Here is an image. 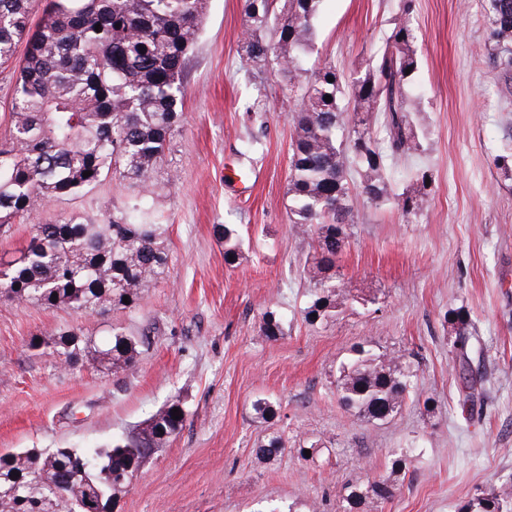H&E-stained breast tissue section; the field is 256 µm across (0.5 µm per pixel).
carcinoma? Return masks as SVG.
I'll use <instances>...</instances> for the list:
<instances>
[{
    "label": "carcinoma",
    "mask_w": 512,
    "mask_h": 512,
    "mask_svg": "<svg viewBox=\"0 0 512 512\" xmlns=\"http://www.w3.org/2000/svg\"><path fill=\"white\" fill-rule=\"evenodd\" d=\"M321 2L284 0L275 15L272 0H246L245 5L247 58L274 61L288 77V91L299 99L291 113L288 194L291 224L301 233L311 231L317 242L301 271L313 285L305 313L311 322L331 316L341 291L336 262L348 244L353 188L375 203L390 198L387 156L372 138L371 125L383 119L394 155L411 157L422 148L406 109V70L418 68L413 0H402L391 44L372 69L347 83L332 65L300 80ZM487 2L490 60L509 79L512 0ZM204 5L205 0H47L32 30L31 0H0V67L13 62L18 42L27 39L0 138V236L51 202L92 191L114 172L137 190L102 223L78 215L33 223L27 247L0 264L1 295L83 314L135 310L143 289L165 280L168 226L151 219L149 201L164 179L165 151L181 118L185 59L199 37ZM86 171L91 175L83 176ZM395 201L408 217L423 209L426 193L404 192ZM217 231L224 240V260L238 259L236 230L219 224ZM448 324L458 369L466 375L462 406L472 407L482 392V376L471 364L483 346L462 309L448 312ZM283 325L280 313L267 310L260 331L275 340L283 335ZM143 343L119 330L104 344L68 330L47 355L71 371L106 361L119 372L134 364ZM356 354L339 368L338 400L369 421H385L416 391L418 367L399 352L377 355L359 348ZM175 408L178 419L172 418ZM253 409L261 418L277 414L268 397L256 399ZM185 420L182 403L174 397L141 427L93 453L112 473L130 478L163 440L180 432ZM286 447L278 433L257 454L276 456ZM74 453L71 448L1 453L0 512H98L110 492L98 475L78 468ZM368 495L391 498L394 488L369 480L348 500L353 504ZM458 512H512V474Z\"/></svg>",
    "instance_id": "1"
}]
</instances>
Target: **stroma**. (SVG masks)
<instances>
[{"instance_id": "1", "label": "stroma", "mask_w": 512, "mask_h": 512, "mask_svg": "<svg viewBox=\"0 0 512 512\" xmlns=\"http://www.w3.org/2000/svg\"><path fill=\"white\" fill-rule=\"evenodd\" d=\"M486 7L415 0L407 104L422 151L399 159L390 180L399 193L413 186L408 170L429 169L427 202L407 217L395 200L354 196L337 268L345 291L335 315L312 324L300 273L313 241L289 220L298 100L275 64L247 59L245 0H207L165 155L177 177L155 195L169 226L168 276L131 312L83 315L0 297V453L102 447L176 396L182 430L114 492L112 512H344L351 488L370 478L398 490L353 512H456L512 473V172L494 164L512 154V86L489 63ZM398 15L399 0H322L306 69L364 74ZM131 193L115 177L40 218L100 219ZM218 224L237 230L236 263L224 260ZM458 307L484 345L474 362L483 397L469 420L448 333ZM268 310L284 316L274 341L258 331ZM116 327L150 341L128 370L72 372L47 355L60 332L102 342ZM359 346L398 350L420 366L418 391L386 421L338 401L339 367ZM260 396L277 403L275 418L255 414ZM276 431L287 450L257 455ZM399 452L407 459L398 471Z\"/></svg>"}]
</instances>
